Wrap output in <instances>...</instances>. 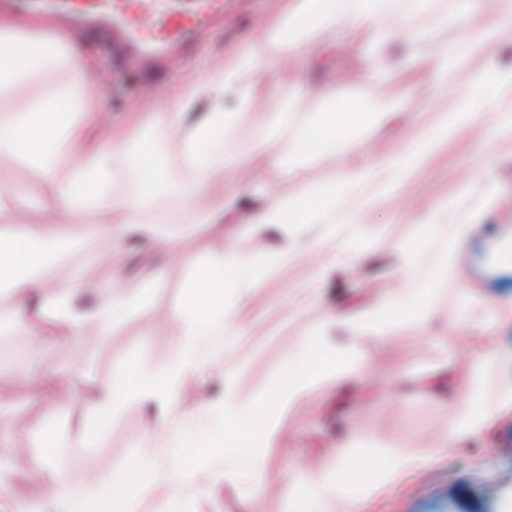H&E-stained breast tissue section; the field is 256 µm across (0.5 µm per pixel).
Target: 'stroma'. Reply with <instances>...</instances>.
<instances>
[{"label":"stroma","instance_id":"stroma-1","mask_svg":"<svg viewBox=\"0 0 512 512\" xmlns=\"http://www.w3.org/2000/svg\"><path fill=\"white\" fill-rule=\"evenodd\" d=\"M278 9L279 0H228L223 23L203 30L192 54L141 74L123 71L112 57L111 45L92 40L100 110L107 119L89 118V147L105 149L113 135L130 134L162 143L169 162L179 163V140L154 123L153 115L163 111L187 82L223 69L240 50L261 42L260 22L271 21ZM474 29L458 5L445 14L415 18L407 36L392 50L395 67L382 88L365 79L378 56L370 31L321 29L310 36L317 64L314 76H306L303 61L296 57L271 72L257 74L251 96L261 103L288 105L303 115L327 99L365 104L386 92L407 104L410 119L396 131L357 133L352 146L359 158L386 154L400 138L432 126L474 76L495 64H512V24H505L492 35L488 54L471 56L460 68L449 65L444 75L428 66L438 47L455 46ZM74 78L69 67L36 73L11 90L8 105L14 111H26L33 101L50 98ZM318 85L326 88L327 97L315 94ZM263 121L252 107L238 110L236 140L259 143V169L232 180L215 171L207 201L210 209L223 208L225 199L249 182L256 185L257 206L278 205L280 198L272 186L279 172L269 160L283 143L264 131ZM489 137L486 120L469 122L413 177L406 202L380 197L366 217L368 227L377 232L368 249L372 261L339 273L323 295L314 296L316 269L304 258L282 264L248 289L239 304L243 336L235 355L242 364L235 393L244 401L267 395L289 353L316 323L341 309L356 313L395 287V247L414 240L424 213L439 204L454 203L465 188L481 206L477 218L481 229L459 256L464 286L472 288L474 295L465 301L460 288L446 287L435 337L421 339L405 325L388 343L374 348L372 369L357 381L340 418L332 413L342 395L341 379L325 377L312 383L299 403L278 413L266 434L268 445L261 450L256 473H237L223 458H213L211 464L220 477L207 486L183 489L186 512H289L291 498L303 484L318 481L351 461L360 462L367 472L379 473L399 444L408 456L420 460V467L402 481L362 493L360 499L338 496L332 512H504L512 502V414L499 420L483 444L448 445L449 431L463 426L476 409L474 392L492 393L504 376L502 360L512 356V257L504 253L512 242V136L494 148L497 197L493 200L485 199L477 176ZM0 176L11 192L9 206L20 208L26 223H43L55 200L41 187L38 171L19 162H0ZM99 219L98 213L89 211L81 219L69 218L61 224L62 234L78 239L80 246L51 266L48 278L58 287H75L74 299L82 308L106 304L117 275L125 294L145 291L148 300L104 341L59 335L34 350L38 362L47 364L57 377H80L91 386L107 384L128 363L160 367L175 355L177 337L161 330L157 320L160 313L184 303L195 275L192 267L166 261L159 253H134L109 237L93 234L92 226ZM235 230L232 217L222 227L184 223L174 228L175 234L190 240L200 260L227 247ZM461 306L474 318L483 316L488 307L499 316L482 339L492 356L484 368H476L468 357L452 350L457 339L449 335L447 321ZM62 407L53 383L36 381L24 368L0 361V512H16L19 504L46 497V485L30 477L41 454L42 435L56 439L72 435L89 421L84 414H64ZM150 427L142 402L124 405L98 427L88 464L64 468L70 490L87 492L95 479L120 471L135 507L141 512H165L173 485L156 479L154 471L127 466L131 458L142 455L138 439Z\"/></svg>","mask_w":512,"mask_h":512}]
</instances>
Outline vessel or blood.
<instances>
[{"mask_svg":"<svg viewBox=\"0 0 512 512\" xmlns=\"http://www.w3.org/2000/svg\"><path fill=\"white\" fill-rule=\"evenodd\" d=\"M224 14L225 0H0V24L34 15L76 37L102 34L120 65L142 71L187 56Z\"/></svg>","mask_w":512,"mask_h":512,"instance_id":"1","label":"vessel or blood"}]
</instances>
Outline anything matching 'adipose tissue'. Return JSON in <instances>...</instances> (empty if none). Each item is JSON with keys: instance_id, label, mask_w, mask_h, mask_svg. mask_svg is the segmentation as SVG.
Segmentation results:
<instances>
[{"instance_id": "ef3b65f1", "label": "adipose tissue", "mask_w": 512, "mask_h": 512, "mask_svg": "<svg viewBox=\"0 0 512 512\" xmlns=\"http://www.w3.org/2000/svg\"><path fill=\"white\" fill-rule=\"evenodd\" d=\"M436 7L437 0H286L282 16L271 23L260 46L237 55L219 73L189 83L157 114V123L181 137L185 169L177 173L167 170L163 153L153 142L116 140L106 150H85L83 118L98 106L94 67L85 45L74 40L65 47L34 31L0 29V93L59 60L78 65L77 79L58 89L51 99L34 101L23 112L0 111V159L37 165L43 181L55 189L60 213L103 212L104 221L96 225V233L122 241L134 231L145 247L161 251L169 260L195 264L177 238L160 239L155 228L135 224L134 218L162 194L178 205L170 223H183L191 207L205 198L214 169L231 171L251 163L252 151L246 146L233 153L216 152V138L235 137V113L225 107L226 95L234 93L241 102H248L251 77L272 70L283 52L310 58L303 36L319 27H362L383 46L401 37L406 20L435 12ZM511 22L512 0H498L494 12L480 13L477 32L465 35L453 49L437 51L436 67H443L452 58L461 61L485 52L492 33ZM202 99L208 101L209 110L196 121H188V107ZM397 112L396 105L381 99L367 111L353 103L326 106L299 122L281 107L268 113L269 126L288 136L287 160L276 157L272 163L278 166L282 181L292 182V192L283 194L277 207L252 209L231 247L212 253L203 264H195L186 303L162 319L163 325L180 338L179 350L166 366L157 370L127 366L116 381L81 399V406L97 417L117 411L129 400L154 407L163 439L157 444L148 435L144 441L153 444L156 454L173 461V468L165 472L170 480L185 486L197 480L198 459L204 449L184 430L179 392L186 381L207 367L222 365L236 347L242 329L230 293H244L255 279L256 267L271 271L297 257L307 234L319 246V278H326L336 266L351 265L361 253L356 238L378 198L400 191L465 123L487 113L491 116V139L512 135V65L494 66L474 77L452 110L442 113L433 126L402 138L391 153L363 162L348 156L347 147L357 126L381 127ZM321 147L344 155L341 171L325 183L298 182L299 157ZM125 167L138 176V194L127 195L116 189ZM475 228L473 218H459L454 207L439 205L423 215L417 226L418 240L427 243L437 239L444 244L428 286H405L386 293L355 316L329 315L299 342L263 400H237L233 373L225 371L223 397L200 402L196 414L202 428L211 429V423H218L210 439L222 455L231 457L238 472H255L260 461L258 449L241 448V429H268L278 410L295 401L318 378L358 377L368 366L365 342L385 343L407 322L420 335H431L439 318V287L461 282L457 255ZM270 233L277 235L278 244L254 254L252 242ZM339 236L348 239L341 250L331 246ZM61 240L55 223L25 231L16 218L0 217V288L6 289L18 320H26L33 312L49 311L68 336L110 335L131 310L120 281L112 283L109 304L90 311L74 308L71 293L57 292L42 275L49 260L58 258ZM477 403L475 423L466 431L449 433V447H456L462 436L485 434L502 415L512 413V380L501 386L493 400L481 397ZM43 446L34 477L49 483L53 492L45 501L19 505L17 512H89L92 501L104 503L108 512H131V502L116 478L98 481L87 498L75 497L62 472L53 465L52 439L44 438ZM373 481L360 463L345 465L308 485L301 496L292 499L290 512H329L331 501L338 495Z\"/></svg>"}]
</instances>
